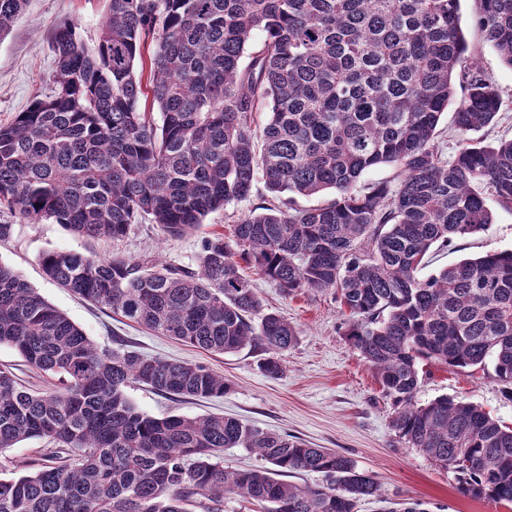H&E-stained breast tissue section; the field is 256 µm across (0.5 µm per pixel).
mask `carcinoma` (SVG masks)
I'll return each mask as SVG.
<instances>
[{
	"label": "carcinoma",
	"mask_w": 512,
	"mask_h": 512,
	"mask_svg": "<svg viewBox=\"0 0 512 512\" xmlns=\"http://www.w3.org/2000/svg\"><path fill=\"white\" fill-rule=\"evenodd\" d=\"M29 0H0V37ZM94 48L55 24L51 92L0 124V207L28 223L95 239L156 224L178 237L250 200L278 203L205 238L198 270L149 257L48 251L66 291L210 352L261 346L278 375L296 328L263 311L238 260L280 293L331 292L344 335L390 401V424L456 475L460 494L512 504V427L454 397L416 402L423 367L483 372L512 399V250L464 258L426 277L433 250L487 232L486 195L512 210V139L435 144L467 50L460 0H107ZM475 25L512 68V0H477ZM264 33L253 44L256 31ZM152 41L148 84L135 62ZM247 65H242L243 56ZM454 112L463 133L495 123L503 101L469 72ZM150 93L159 120L141 110ZM267 110L254 138V114ZM383 164L399 182L360 187ZM334 197L314 208L300 196ZM55 387L27 391L0 369V451L39 437L55 465L0 478V512H220L227 495L264 512H357L381 483L355 462L298 438L208 415L153 417L131 385L183 398L230 390L209 367L96 345L14 269L0 264V345ZM227 448L264 460L229 470ZM320 472L326 483L280 480ZM384 512H427L412 499Z\"/></svg>",
	"instance_id": "cac0c4a2"
}]
</instances>
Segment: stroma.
<instances>
[{"label":"stroma","mask_w":512,"mask_h":512,"mask_svg":"<svg viewBox=\"0 0 512 512\" xmlns=\"http://www.w3.org/2000/svg\"><path fill=\"white\" fill-rule=\"evenodd\" d=\"M476 0H461V24L468 64L484 74L504 102L496 123L484 129L487 140L512 137V69L473 23ZM107 0H30L11 33L0 40V123L10 122L36 95L48 94L55 67L47 38L53 25L77 21L87 45H95ZM223 211L210 213L201 226L171 238L152 224L134 225L121 240L86 239L61 225L16 222L8 240L0 241V263L17 271L49 303L64 312L99 346H131L148 357L206 365L223 374L230 391L208 399L176 398L133 385L126 395L140 411L162 418L224 415L271 432L288 434L313 448H329L377 476L385 496L426 502L430 512H512V508L462 496L454 474L426 455L398 441L389 422L390 402L358 350L342 334L341 307L329 293L292 298L254 268L242 265L265 308L278 311L298 331L296 344L283 360L280 376H266L259 367L264 356L252 345L231 353H211L156 334L110 310L72 295L47 278L40 257L47 251L138 258L144 255L184 269H196L202 238L230 233ZM512 249V211L496 210L495 222L483 234L456 240L440 251L432 269L467 257ZM459 397L478 404L502 424L512 425V399L483 374L469 375L442 366H428L416 399L426 403L439 396ZM48 442L31 438L0 451V475L17 477L49 464Z\"/></svg>","instance_id":"stroma-1"}]
</instances>
